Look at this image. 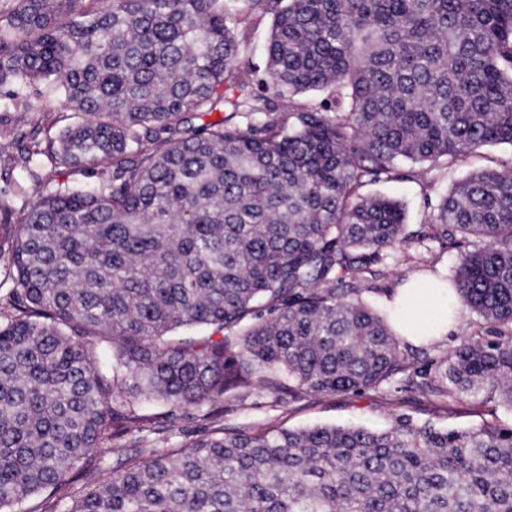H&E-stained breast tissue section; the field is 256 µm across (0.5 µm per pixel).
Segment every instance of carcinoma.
<instances>
[{
  "label": "carcinoma",
  "instance_id": "cac0c4a2",
  "mask_svg": "<svg viewBox=\"0 0 512 512\" xmlns=\"http://www.w3.org/2000/svg\"><path fill=\"white\" fill-rule=\"evenodd\" d=\"M273 16L264 91L241 66ZM45 83L64 127L4 162L13 288L0 311V512H512V426L224 428L150 458L141 406L175 429L256 384L292 401L417 391L512 406V168L428 215L460 244L451 287L497 336L411 365L360 284L408 254L405 207L361 189L398 163L512 146V0H15L0 86ZM311 94L306 103L301 95ZM222 120L203 122L213 113ZM102 165L98 181L49 186ZM46 192L32 201L26 183Z\"/></svg>",
  "mask_w": 512,
  "mask_h": 512
}]
</instances>
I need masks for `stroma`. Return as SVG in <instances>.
I'll list each match as a JSON object with an SVG mask.
<instances>
[{
    "label": "stroma",
    "mask_w": 512,
    "mask_h": 512,
    "mask_svg": "<svg viewBox=\"0 0 512 512\" xmlns=\"http://www.w3.org/2000/svg\"><path fill=\"white\" fill-rule=\"evenodd\" d=\"M59 109L53 90L43 83L11 84L0 87V156L19 157L17 134L42 135L57 131ZM512 166V147L496 145L484 148L468 158L440 170L431 164L401 163V179L366 187L369 195H384L400 200L406 209V231L425 240L415 252V258L388 259L384 276L376 290L365 293V300L375 308H383L405 276H451L458 250L426 238L427 216L433 211L441 194L448 192L456 181L483 168L503 169ZM493 340V333L484 329L476 315L463 313L455 332L426 345L406 344L405 350L415 365L427 366L457 345L467 336ZM145 415L144 433L152 446L180 448L188 438L203 436L219 428L242 426L251 430L298 428L323 424H361L373 429L387 427L394 415L408 414L418 420H428L442 428L474 427L484 422L512 426V407L504 403H488L483 397H470L463 402L444 407L428 401L417 392H401L382 397L371 392L341 397L315 396L297 402H280L262 387H252L245 398L225 395L224 399L207 405L205 411H192L179 423L178 430L160 434L165 408L150 402L142 406Z\"/></svg>",
    "instance_id": "35a3bbf8"
}]
</instances>
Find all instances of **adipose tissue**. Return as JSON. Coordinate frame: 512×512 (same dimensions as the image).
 <instances>
[{
    "label": "adipose tissue",
    "mask_w": 512,
    "mask_h": 512,
    "mask_svg": "<svg viewBox=\"0 0 512 512\" xmlns=\"http://www.w3.org/2000/svg\"><path fill=\"white\" fill-rule=\"evenodd\" d=\"M396 335L413 341L447 335L463 312L455 292L421 279H409L391 302Z\"/></svg>",
    "instance_id": "1"
}]
</instances>
